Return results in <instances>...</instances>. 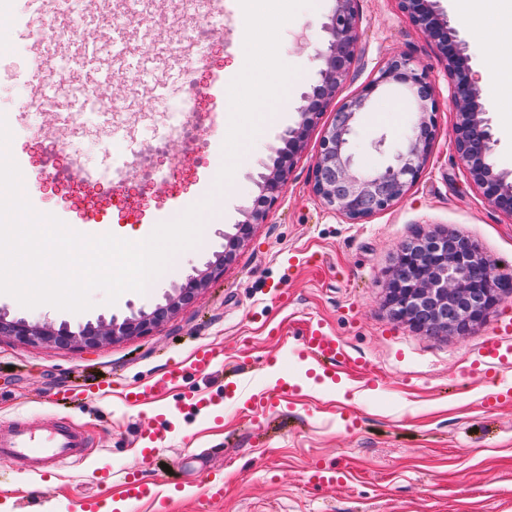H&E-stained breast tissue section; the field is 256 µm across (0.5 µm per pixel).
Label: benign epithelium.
Here are the masks:
<instances>
[{
    "instance_id": "obj_1",
    "label": "benign epithelium",
    "mask_w": 512,
    "mask_h": 512,
    "mask_svg": "<svg viewBox=\"0 0 512 512\" xmlns=\"http://www.w3.org/2000/svg\"><path fill=\"white\" fill-rule=\"evenodd\" d=\"M421 34L434 42L450 76L454 77L451 103L456 112V150L474 182L484 189L489 203L512 215V182L509 173L494 170L488 162L491 133L487 110L479 100L470 73L466 43L449 26L437 0H398ZM356 0H335L315 60L318 84L302 96L300 119L288 129L272 170L261 176L258 205L245 213L236 233L224 235V252L196 271L166 304L148 313L141 311L123 321L112 319L73 331L25 319L0 315V337L28 344H50L68 349H88L119 338L143 336L169 315L191 301L233 260L253 224L263 222L266 208L282 193L295 156L301 151L319 116L347 81L358 47ZM399 86L419 118L405 135V146L394 162L383 169L360 171L350 152V138L357 115L367 111L373 94ZM439 104L426 70L405 56L392 58L359 93L345 100L324 130L314 166L315 194L349 221L360 223L402 198L420 174L436 137ZM501 276L469 239L451 234H431L402 246L388 274L385 304L392 315L425 332H451L466 336L483 323L501 301Z\"/></svg>"
}]
</instances>
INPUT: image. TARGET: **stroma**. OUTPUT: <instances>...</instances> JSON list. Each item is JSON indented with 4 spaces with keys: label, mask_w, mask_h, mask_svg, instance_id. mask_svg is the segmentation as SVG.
<instances>
[{
    "label": "stroma",
    "mask_w": 512,
    "mask_h": 512,
    "mask_svg": "<svg viewBox=\"0 0 512 512\" xmlns=\"http://www.w3.org/2000/svg\"><path fill=\"white\" fill-rule=\"evenodd\" d=\"M295 7L300 23L283 33L278 51L293 75L288 103L266 123L244 83L252 58L242 51L254 23L269 15L264 5L232 31L214 34L206 68L192 73L188 63L198 51L179 46L196 19L181 0H112L108 8L85 0L84 31H120L124 48L116 58L82 64L66 80L102 84L118 108L92 111L65 91L60 99L72 105L70 130L83 165L125 166L120 183L78 180L59 161L48 137L59 124L52 113L25 108L29 93L13 75L27 61L12 57L0 71V114L12 132L13 155L24 158L28 179L40 185V206L80 216L78 233L123 239L132 230L150 233L204 200L213 206L203 217L204 235L153 288L124 292L113 304L95 290L92 308L81 313L26 308L0 294V314L75 329L149 312L223 251L225 234L252 207L261 175L272 168L284 134L299 119L303 93L316 81L317 38L334 0H297ZM357 10V59L336 99L357 94L394 55L424 68L440 110L420 178L387 210L349 223L313 191L321 136L334 117L326 110L278 202L264 223L253 225L223 276L153 332L83 351L0 338V433L17 421L44 426L63 418L89 437L87 460L78 466L29 474L0 463V505L9 512H80L83 499L123 497L131 472L169 496L128 501L127 512H512V401L484 403L501 383L512 384V363L482 359L489 340L512 346V333L504 331L512 324V294L466 336L416 331L385 305L386 273L398 249L428 234L468 237L499 273L512 276V215L486 201L455 150L452 80L434 43L397 0H357ZM120 15L125 23H117ZM304 33L311 37L306 45ZM214 69L224 72L234 112L219 113L216 98L202 95L194 136L169 138L151 104L180 102L189 83L204 87ZM477 89L490 120L491 160L512 172V126L502 120L512 113V89L484 83ZM414 119L399 87L375 93L351 137L355 165L391 164ZM224 165L232 184L221 195L216 175ZM309 322L337 336L364 372L342 365L317 370L297 346ZM203 347L220 349V359L209 370H191ZM170 364L189 369L181 390L146 410L126 404L127 389ZM231 373L233 387L225 384ZM98 376L103 386L79 401H53L65 385ZM193 391L210 397V406L185 407L183 396ZM148 426L159 440L146 459ZM316 464L335 469L332 484L310 482ZM208 483L222 486V499L203 496Z\"/></svg>",
    "instance_id": "35a3bbf8"
}]
</instances>
